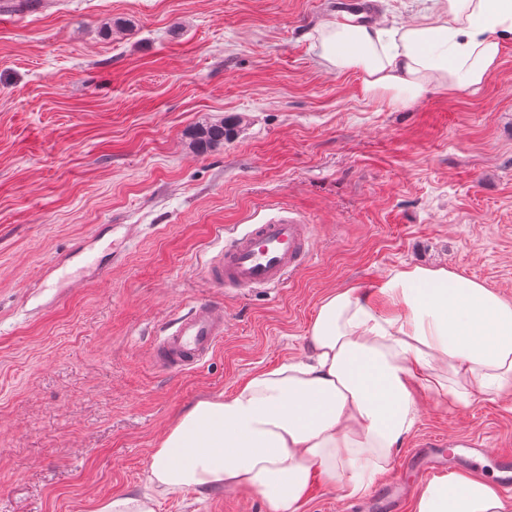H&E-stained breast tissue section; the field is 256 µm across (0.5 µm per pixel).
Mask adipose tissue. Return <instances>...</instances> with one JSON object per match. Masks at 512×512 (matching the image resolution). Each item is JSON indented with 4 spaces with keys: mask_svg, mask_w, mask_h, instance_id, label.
<instances>
[{
    "mask_svg": "<svg viewBox=\"0 0 512 512\" xmlns=\"http://www.w3.org/2000/svg\"><path fill=\"white\" fill-rule=\"evenodd\" d=\"M511 38L512 0H444L398 28L325 22L316 47L337 72L359 71L365 96L405 109L484 84ZM378 293L377 304L355 287L329 293L306 358L179 416L152 452L156 495L224 488L260 496L268 512H302L313 478L353 498L388 472L421 395L448 411L479 393L512 402V301L443 266L395 269ZM413 512H512V499L450 472L420 487Z\"/></svg>",
    "mask_w": 512,
    "mask_h": 512,
    "instance_id": "adipose-tissue-1",
    "label": "adipose tissue"
}]
</instances>
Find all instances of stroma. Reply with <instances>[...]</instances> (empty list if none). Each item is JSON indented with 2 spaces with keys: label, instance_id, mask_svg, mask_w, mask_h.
<instances>
[{
  "label": "stroma",
  "instance_id": "stroma-1",
  "mask_svg": "<svg viewBox=\"0 0 512 512\" xmlns=\"http://www.w3.org/2000/svg\"><path fill=\"white\" fill-rule=\"evenodd\" d=\"M0 23V512H93L144 490L180 413L308 352L321 299L405 264L512 300V41L479 88L407 109L320 64L329 0H20ZM237 125L211 152L203 125ZM288 207L314 227L285 288L231 293L202 266ZM224 340L191 371L152 360L198 300ZM474 439L492 477L512 405L421 399L395 459ZM157 512H267L193 491Z\"/></svg>",
  "mask_w": 512,
  "mask_h": 512
}]
</instances>
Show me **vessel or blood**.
Segmentation results:
<instances>
[{"label": "vessel or blood", "mask_w": 512, "mask_h": 512, "mask_svg": "<svg viewBox=\"0 0 512 512\" xmlns=\"http://www.w3.org/2000/svg\"><path fill=\"white\" fill-rule=\"evenodd\" d=\"M311 225L287 213L263 224H252L233 237L203 265V274L211 287L240 292L256 288L278 289L302 267L312 245ZM224 338V311L210 301H199L185 316L170 326L168 333L153 348L154 364L165 371L182 372L201 365L214 353ZM450 463L476 470V457L421 446L408 461L418 480L433 476L438 457ZM400 474L389 478L374 493L373 499L383 512H401L402 504L396 493Z\"/></svg>", "instance_id": "obj_1"}]
</instances>
